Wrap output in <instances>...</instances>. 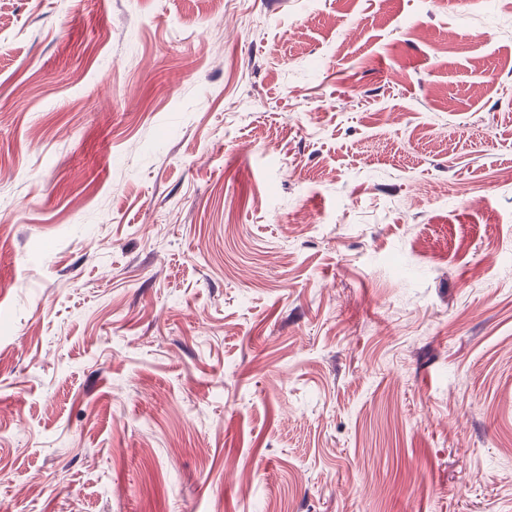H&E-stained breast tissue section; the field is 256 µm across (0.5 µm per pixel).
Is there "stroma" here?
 <instances>
[{
  "instance_id": "stroma-1",
  "label": "stroma",
  "mask_w": 512,
  "mask_h": 512,
  "mask_svg": "<svg viewBox=\"0 0 512 512\" xmlns=\"http://www.w3.org/2000/svg\"><path fill=\"white\" fill-rule=\"evenodd\" d=\"M0 512H512V0H0Z\"/></svg>"
}]
</instances>
